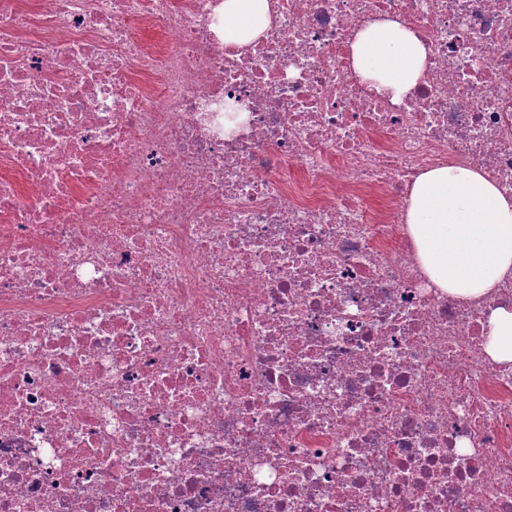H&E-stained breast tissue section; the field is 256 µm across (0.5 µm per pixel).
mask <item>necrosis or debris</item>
<instances>
[{"instance_id": "obj_1", "label": "necrosis or debris", "mask_w": 512, "mask_h": 512, "mask_svg": "<svg viewBox=\"0 0 512 512\" xmlns=\"http://www.w3.org/2000/svg\"><path fill=\"white\" fill-rule=\"evenodd\" d=\"M269 5L0 0V512H512V275L443 292L406 224L448 163L512 196V0ZM268 0H224V42L243 45L262 35L271 23ZM351 49L355 72L393 101L410 92L426 68L423 44L393 19L368 24L357 33ZM487 353L496 362H512V311L496 310L489 320Z\"/></svg>"}]
</instances>
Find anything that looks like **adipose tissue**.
I'll use <instances>...</instances> for the list:
<instances>
[{"instance_id": "1", "label": "adipose tissue", "mask_w": 512, "mask_h": 512, "mask_svg": "<svg viewBox=\"0 0 512 512\" xmlns=\"http://www.w3.org/2000/svg\"><path fill=\"white\" fill-rule=\"evenodd\" d=\"M270 23L268 0H224L225 43H249ZM351 49L360 78L395 101L426 68L423 44L393 19L368 24ZM407 224L425 272L445 292L482 295L512 272V197L482 172L456 165L424 171L410 191Z\"/></svg>"}]
</instances>
